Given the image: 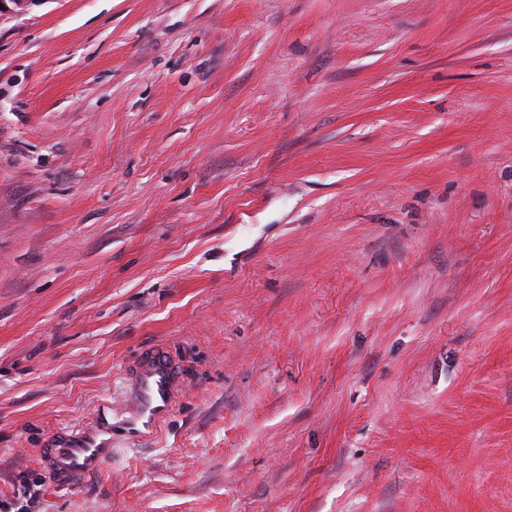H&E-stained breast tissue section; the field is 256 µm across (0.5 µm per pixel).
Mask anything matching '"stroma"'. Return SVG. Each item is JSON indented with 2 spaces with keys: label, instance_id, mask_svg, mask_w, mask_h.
I'll return each instance as SVG.
<instances>
[{
  "label": "stroma",
  "instance_id": "1",
  "mask_svg": "<svg viewBox=\"0 0 512 512\" xmlns=\"http://www.w3.org/2000/svg\"><path fill=\"white\" fill-rule=\"evenodd\" d=\"M177 360L134 432L135 371ZM112 418L102 474L39 450ZM512 512V0L0 12V502Z\"/></svg>",
  "mask_w": 512,
  "mask_h": 512
}]
</instances>
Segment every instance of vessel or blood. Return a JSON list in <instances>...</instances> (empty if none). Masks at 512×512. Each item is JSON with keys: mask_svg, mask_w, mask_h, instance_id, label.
<instances>
[{"mask_svg": "<svg viewBox=\"0 0 512 512\" xmlns=\"http://www.w3.org/2000/svg\"><path fill=\"white\" fill-rule=\"evenodd\" d=\"M172 371L162 364H146L137 386L142 406L139 418L144 429H152L172 404ZM53 483L67 487L76 480L100 474L112 459V425L105 417L73 435L67 443L42 451Z\"/></svg>", "mask_w": 512, "mask_h": 512, "instance_id": "1", "label": "vessel or blood"}]
</instances>
